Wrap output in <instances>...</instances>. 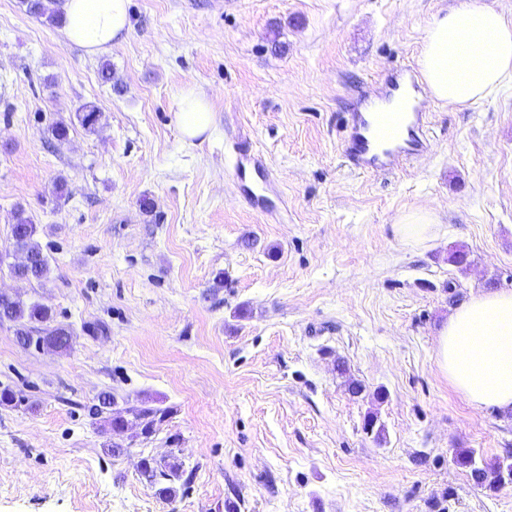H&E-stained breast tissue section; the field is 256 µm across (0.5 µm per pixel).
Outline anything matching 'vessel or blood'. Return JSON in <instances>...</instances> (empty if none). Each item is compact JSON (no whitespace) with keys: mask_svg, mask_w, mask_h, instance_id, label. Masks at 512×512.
Masks as SVG:
<instances>
[{"mask_svg":"<svg viewBox=\"0 0 512 512\" xmlns=\"http://www.w3.org/2000/svg\"><path fill=\"white\" fill-rule=\"evenodd\" d=\"M361 100L371 111L349 114L343 150L356 170L390 171L428 149L425 90L413 66L390 70L383 85L364 93Z\"/></svg>","mask_w":512,"mask_h":512,"instance_id":"vessel-or-blood-1","label":"vessel or blood"}]
</instances>
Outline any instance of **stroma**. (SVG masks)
<instances>
[{
	"label": "stroma",
	"instance_id": "35a3bbf8",
	"mask_svg": "<svg viewBox=\"0 0 512 512\" xmlns=\"http://www.w3.org/2000/svg\"><path fill=\"white\" fill-rule=\"evenodd\" d=\"M454 2L129 0L125 41L90 55L0 0V290L73 333L28 348L0 323V512H512V484L478 488L449 454L512 452V412L472 407L436 365L461 301L512 290V88L428 102L432 146L404 167L343 158L365 87L416 64ZM187 87L215 115L191 142ZM19 207L41 282L8 270ZM428 208L435 236L404 243L395 217ZM104 392L168 416L111 437ZM171 451L196 471L167 500L140 461Z\"/></svg>",
	"mask_w": 512,
	"mask_h": 512
}]
</instances>
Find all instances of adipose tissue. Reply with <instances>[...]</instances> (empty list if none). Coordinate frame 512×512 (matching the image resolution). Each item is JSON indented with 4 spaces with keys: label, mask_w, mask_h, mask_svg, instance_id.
<instances>
[{
    "label": "adipose tissue",
    "mask_w": 512,
    "mask_h": 512,
    "mask_svg": "<svg viewBox=\"0 0 512 512\" xmlns=\"http://www.w3.org/2000/svg\"><path fill=\"white\" fill-rule=\"evenodd\" d=\"M128 0H64L62 33L87 53L98 54L127 35ZM434 100L462 108L512 82V21L475 0H457L428 26L418 61ZM183 137L212 131L209 100L194 88L177 102ZM440 372L475 408L512 411V292L472 294L451 313L439 333Z\"/></svg>",
    "instance_id": "1"
}]
</instances>
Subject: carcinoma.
<instances>
[{
    "mask_svg": "<svg viewBox=\"0 0 512 512\" xmlns=\"http://www.w3.org/2000/svg\"><path fill=\"white\" fill-rule=\"evenodd\" d=\"M53 2L55 0H23L28 12L57 25L61 21V15L59 10L50 7ZM99 118L100 112L94 106H85L77 113L79 123L89 130L96 129ZM35 234L36 225L30 218L24 216L23 208H17L11 238L14 250L24 256L23 262L17 264V275L20 279L43 280L48 278L50 273L48 260L35 240ZM4 321L16 326V336L25 346L42 342L59 350H67L71 347L72 332L64 326L53 325V314L45 305L38 303L27 305L13 294L0 292V323ZM36 323L43 326L41 336L33 335ZM99 407L109 411L105 423L111 432L118 435L129 425L135 424L149 436L157 431L158 426L167 417L166 410L144 404L118 409L114 398L109 395L99 400ZM452 462L468 470L475 486L490 492L498 488V478L502 477L503 473L506 472L512 476L511 454L478 460L474 450L454 448ZM141 475L151 483L160 479L169 481L170 485L161 488L160 493L171 498L178 492L175 483L179 482L183 487L190 484L193 470L185 469L183 461L172 451L160 459L152 456L143 458Z\"/></svg>",
    "mask_w": 512,
    "mask_h": 512,
    "instance_id": "obj_1",
    "label": "carcinoma"
}]
</instances>
